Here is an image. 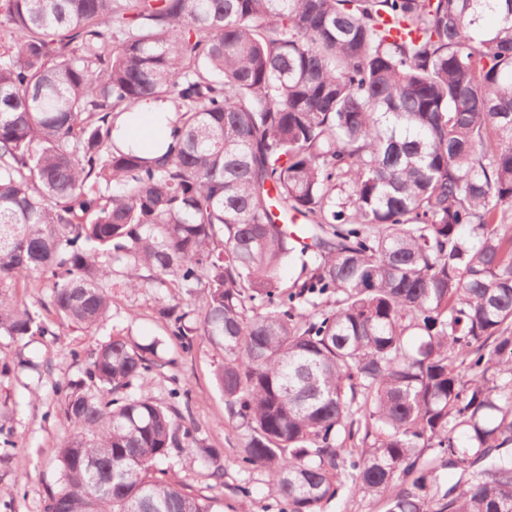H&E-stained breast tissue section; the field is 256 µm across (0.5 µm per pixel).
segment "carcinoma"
Returning a JSON list of instances; mask_svg holds the SVG:
<instances>
[{
  "label": "carcinoma",
  "instance_id": "1",
  "mask_svg": "<svg viewBox=\"0 0 512 512\" xmlns=\"http://www.w3.org/2000/svg\"><path fill=\"white\" fill-rule=\"evenodd\" d=\"M0 20V332L55 335L6 293L37 274L89 331L114 288H177L199 306L163 308L171 333L222 353L239 462L288 512L347 485L386 512H512V0H0ZM159 102L163 154L116 149ZM159 366L118 333L58 386L45 512H217L162 468L182 448L224 476L189 400L145 389Z\"/></svg>",
  "mask_w": 512,
  "mask_h": 512
}]
</instances>
